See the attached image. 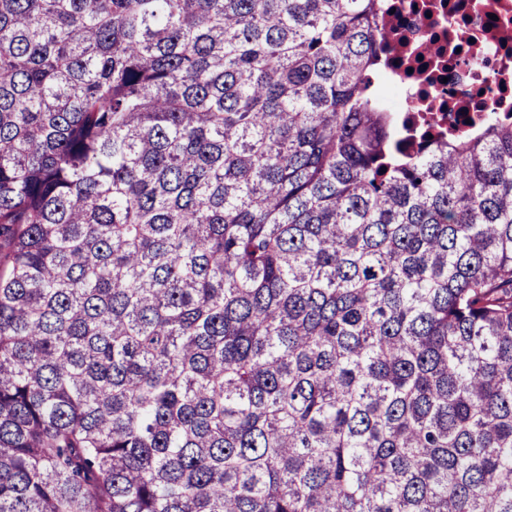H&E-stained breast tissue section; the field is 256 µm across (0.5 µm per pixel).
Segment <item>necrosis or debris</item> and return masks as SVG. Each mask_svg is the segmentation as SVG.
<instances>
[{
    "label": "necrosis or debris",
    "mask_w": 512,
    "mask_h": 512,
    "mask_svg": "<svg viewBox=\"0 0 512 512\" xmlns=\"http://www.w3.org/2000/svg\"><path fill=\"white\" fill-rule=\"evenodd\" d=\"M378 99L410 131L512 112V0H386Z\"/></svg>",
    "instance_id": "necrosis-or-debris-1"
}]
</instances>
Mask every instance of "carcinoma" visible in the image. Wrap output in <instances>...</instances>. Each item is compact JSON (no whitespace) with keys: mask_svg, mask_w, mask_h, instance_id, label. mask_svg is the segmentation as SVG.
Listing matches in <instances>:
<instances>
[{"mask_svg":"<svg viewBox=\"0 0 512 512\" xmlns=\"http://www.w3.org/2000/svg\"><path fill=\"white\" fill-rule=\"evenodd\" d=\"M384 4L0 0V512H512V118Z\"/></svg>","mask_w":512,"mask_h":512,"instance_id":"1","label":"carcinoma"}]
</instances>
